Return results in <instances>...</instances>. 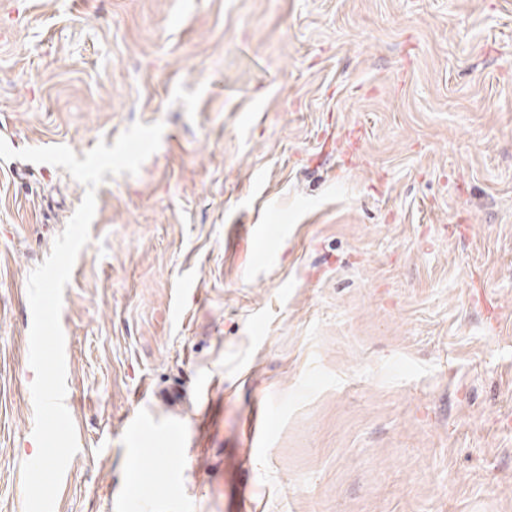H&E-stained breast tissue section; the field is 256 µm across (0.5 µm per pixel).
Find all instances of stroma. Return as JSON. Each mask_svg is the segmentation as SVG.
I'll return each mask as SVG.
<instances>
[{
  "mask_svg": "<svg viewBox=\"0 0 512 512\" xmlns=\"http://www.w3.org/2000/svg\"><path fill=\"white\" fill-rule=\"evenodd\" d=\"M137 122L64 289L55 512H512V0H0V139ZM85 193L0 159V512Z\"/></svg>",
  "mask_w": 512,
  "mask_h": 512,
  "instance_id": "stroma-1",
  "label": "stroma"
}]
</instances>
